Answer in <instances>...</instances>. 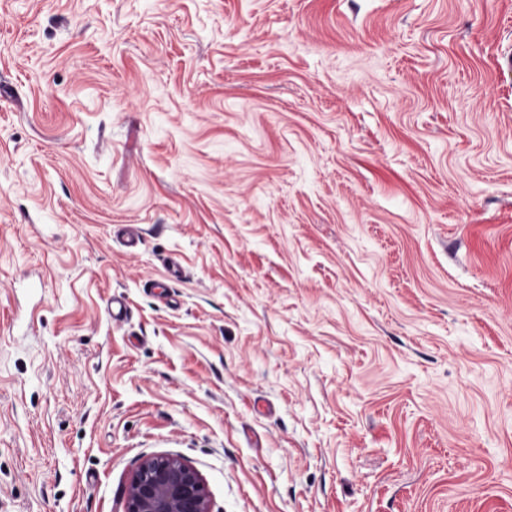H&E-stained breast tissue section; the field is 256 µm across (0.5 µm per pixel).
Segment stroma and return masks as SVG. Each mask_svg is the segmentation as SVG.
Masks as SVG:
<instances>
[{
	"label": "stroma",
	"instance_id": "35a3bbf8",
	"mask_svg": "<svg viewBox=\"0 0 512 512\" xmlns=\"http://www.w3.org/2000/svg\"><path fill=\"white\" fill-rule=\"evenodd\" d=\"M511 46L512 0H0V512L157 456L210 512H512Z\"/></svg>",
	"mask_w": 512,
	"mask_h": 512
}]
</instances>
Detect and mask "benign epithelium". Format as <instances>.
<instances>
[{
  "instance_id": "1",
  "label": "benign epithelium",
  "mask_w": 512,
  "mask_h": 512,
  "mask_svg": "<svg viewBox=\"0 0 512 512\" xmlns=\"http://www.w3.org/2000/svg\"><path fill=\"white\" fill-rule=\"evenodd\" d=\"M126 512H209L203 478L178 459L149 458L132 479Z\"/></svg>"
}]
</instances>
